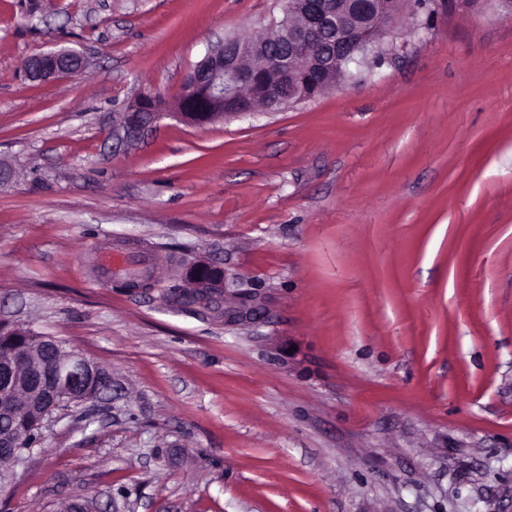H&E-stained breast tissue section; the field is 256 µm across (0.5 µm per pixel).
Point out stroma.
<instances>
[{
    "mask_svg": "<svg viewBox=\"0 0 512 512\" xmlns=\"http://www.w3.org/2000/svg\"><path fill=\"white\" fill-rule=\"evenodd\" d=\"M35 20H28L30 2ZM283 0H0V321L112 385L60 411L0 512H512V11L406 0L359 83L197 126L218 37ZM79 74L37 83L35 54ZM164 114L124 136L127 106ZM161 272L104 275L105 255ZM224 296L183 303L187 264ZM260 297L234 324L224 300ZM34 59L41 65L33 67ZM88 65V58L82 52L59 49L32 56L26 66V76L30 81L42 83L81 72ZM187 277L191 286L194 287L192 292L197 295L199 292L208 293L212 290L216 291L213 297L224 293V271L209 262L196 261L191 263L187 268ZM211 284L219 288H203Z\"/></svg>",
    "mask_w": 512,
    "mask_h": 512,
    "instance_id": "1",
    "label": "stroma"
}]
</instances>
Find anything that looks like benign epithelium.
<instances>
[{
    "mask_svg": "<svg viewBox=\"0 0 512 512\" xmlns=\"http://www.w3.org/2000/svg\"><path fill=\"white\" fill-rule=\"evenodd\" d=\"M403 0H288L283 19L273 27L276 37L251 42L224 39L210 47L184 78L181 101L186 107L198 104V93L210 87L233 100L235 115H251L272 107L291 106L312 100L332 85L330 79L342 78L343 68L376 47L380 33L396 20ZM258 58L265 68L278 70L276 81L268 85L265 104L240 102L241 88L252 85L259 72L244 68ZM41 62L33 67L28 61L26 76L33 82H46L85 70L89 61L73 49H59L35 55ZM156 112H144L134 121L125 118L130 136L155 122ZM187 277L195 293H208L209 285L224 293V271L206 261L187 268ZM259 298L239 295L224 311L227 321H249L259 313ZM42 348L56 349L51 370L26 368L27 354ZM99 372L97 364L74 349H66L50 336H40L33 344L9 351L0 358V484L21 460L16 450L31 448L34 428H43L60 411L77 407L96 398L100 392L82 389V382Z\"/></svg>",
    "mask_w": 512,
    "mask_h": 512,
    "instance_id": "1",
    "label": "benign epithelium"
}]
</instances>
